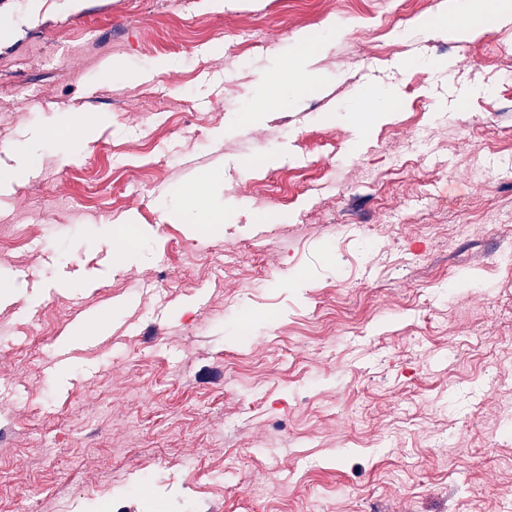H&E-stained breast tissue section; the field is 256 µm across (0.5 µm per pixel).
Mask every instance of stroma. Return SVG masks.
<instances>
[{"instance_id":"obj_1","label":"stroma","mask_w":512,"mask_h":512,"mask_svg":"<svg viewBox=\"0 0 512 512\" xmlns=\"http://www.w3.org/2000/svg\"><path fill=\"white\" fill-rule=\"evenodd\" d=\"M439 2L0 0V512H512V21ZM491 12L498 20L509 21L512 17L511 0H448L442 1L439 16L445 21L448 32L460 40H471L482 34L481 29L464 25L465 16ZM294 43L297 51L289 67V81L294 86H301L313 79L309 60L316 42L308 31L302 30L295 34ZM396 90L393 87L366 86L356 96L352 112H363L367 120L381 112H386L389 103L396 97Z\"/></svg>"}]
</instances>
